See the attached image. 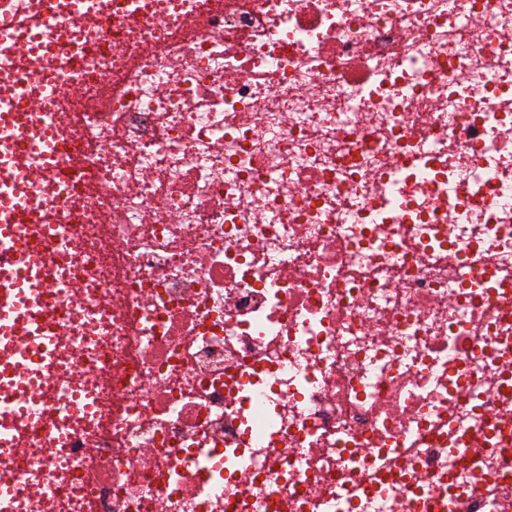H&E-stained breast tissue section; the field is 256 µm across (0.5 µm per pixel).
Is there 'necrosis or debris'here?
<instances>
[{
	"mask_svg": "<svg viewBox=\"0 0 512 512\" xmlns=\"http://www.w3.org/2000/svg\"><path fill=\"white\" fill-rule=\"evenodd\" d=\"M20 4L10 512H512V0ZM31 227L30 234L24 239L14 242L12 250L5 254H0L1 260L20 261L23 254L29 255L32 249L41 241V227L37 224H29Z\"/></svg>",
	"mask_w": 512,
	"mask_h": 512,
	"instance_id": "necrosis-or-debris-1",
	"label": "necrosis or debris"
}]
</instances>
